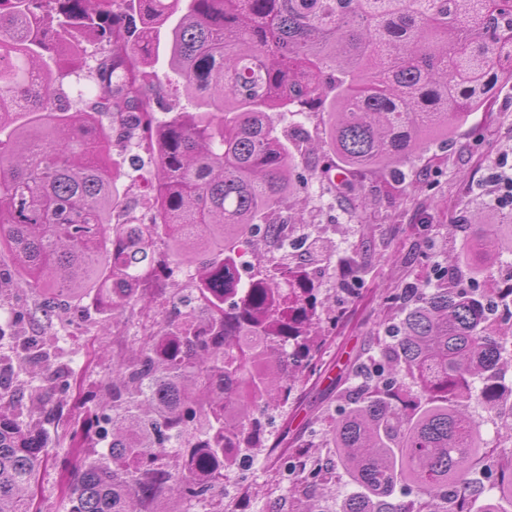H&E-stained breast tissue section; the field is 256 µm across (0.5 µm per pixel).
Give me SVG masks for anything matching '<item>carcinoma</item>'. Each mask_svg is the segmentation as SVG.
<instances>
[{"instance_id":"carcinoma-1","label":"carcinoma","mask_w":512,"mask_h":512,"mask_svg":"<svg viewBox=\"0 0 512 512\" xmlns=\"http://www.w3.org/2000/svg\"><path fill=\"white\" fill-rule=\"evenodd\" d=\"M139 25L111 20L119 0H0V250L39 298L10 327L45 326L67 299L93 293L114 317L140 306L156 330L119 355L105 398L69 435L78 474L67 512H246L229 499L240 458L288 481V512H507L512 444H483L474 409L512 433V286L478 281L512 240V212L478 246L386 302L398 322L349 359L345 405L323 434L307 423L269 438L270 412L321 373L317 243L242 283L240 253L283 248L298 223L275 215L298 161L340 193L370 171L401 169L512 81V0H129ZM170 73L153 71L160 31ZM106 43L93 111L73 107L52 49ZM176 82L158 119L147 93ZM120 115L103 127L96 114ZM321 127L334 159L303 124ZM144 127L154 163V217L114 224L121 174L112 140ZM170 257L156 258L155 228ZM194 266L184 311L175 270ZM65 395L69 370L50 344L0 353V512H31L26 490L51 455L54 409L23 403L20 371ZM107 442L90 459L84 449ZM342 470L353 491L326 502Z\"/></svg>"}]
</instances>
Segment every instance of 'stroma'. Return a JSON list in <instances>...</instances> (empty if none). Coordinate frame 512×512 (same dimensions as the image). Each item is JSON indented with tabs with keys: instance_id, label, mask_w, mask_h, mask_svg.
<instances>
[{
	"instance_id": "stroma-1",
	"label": "stroma",
	"mask_w": 512,
	"mask_h": 512,
	"mask_svg": "<svg viewBox=\"0 0 512 512\" xmlns=\"http://www.w3.org/2000/svg\"><path fill=\"white\" fill-rule=\"evenodd\" d=\"M502 161L512 166V82L494 89L486 110L472 113L453 126L447 139L436 140L422 157L407 162V177L392 196L377 198L383 176L371 172L347 203L323 195L314 179L291 197L292 213L302 214L319 238L326 261L316 267L315 276L323 292L335 297L338 317L322 321L330 338L326 370L316 384L298 389L296 404L276 413L269 426L272 433L284 427L295 433L312 417L337 413L342 402L331 382L344 373L349 357L368 347L379 333L386 293L425 279L434 261L461 252L466 225L496 222L498 209L486 180ZM450 224L458 227L452 236L446 230ZM357 243L362 246L358 260L365 275L349 297L339 293L334 269ZM72 306L84 324L79 335L67 337L63 324L45 332L47 340L61 342L62 360L73 376L63 419L50 432L58 443L56 452L34 489L41 512H64L73 460L69 433L83 417L84 401L110 382L116 355L131 345L141 319L136 311L112 317L89 298L73 299Z\"/></svg>"
}]
</instances>
